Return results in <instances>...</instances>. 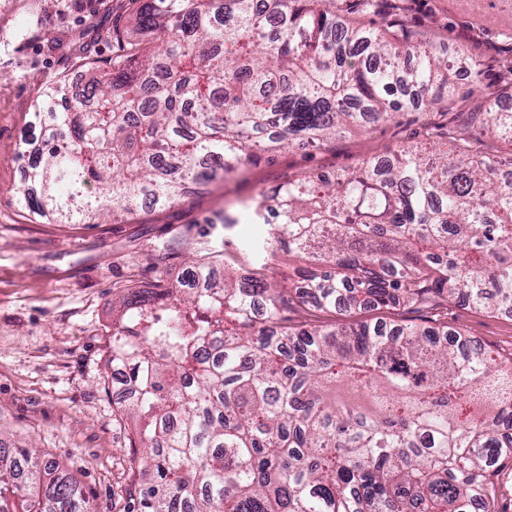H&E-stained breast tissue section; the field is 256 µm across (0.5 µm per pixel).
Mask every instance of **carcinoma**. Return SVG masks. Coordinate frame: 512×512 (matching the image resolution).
Listing matches in <instances>:
<instances>
[{
    "label": "carcinoma",
    "instance_id": "carcinoma-1",
    "mask_svg": "<svg viewBox=\"0 0 512 512\" xmlns=\"http://www.w3.org/2000/svg\"><path fill=\"white\" fill-rule=\"evenodd\" d=\"M144 0L133 28L162 45L117 57L89 81L93 107L59 84L35 113L30 212L57 224L172 207L186 185L237 177L280 148L325 147L350 127L431 109L471 78L478 133L366 156L332 179L289 177L245 205L279 222L266 256L309 263L279 287L256 269L196 293L157 275L112 320L104 383L117 368L134 398L131 512H495L493 477L512 461V367L448 327L450 297L512 313V170L487 141L512 142V55L501 89L480 63L452 59L398 0ZM383 15L371 27L364 18ZM413 52L407 65L401 49ZM260 299L264 316L248 312ZM421 323L295 322L296 306L391 310ZM0 512H91L76 482L0 438Z\"/></svg>",
    "mask_w": 512,
    "mask_h": 512
}]
</instances>
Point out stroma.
Returning <instances> with one entry per match:
<instances>
[{"label":"stroma","instance_id":"stroma-1","mask_svg":"<svg viewBox=\"0 0 512 512\" xmlns=\"http://www.w3.org/2000/svg\"><path fill=\"white\" fill-rule=\"evenodd\" d=\"M139 0H0V438L59 464L95 512H131L128 423L103 384L112 319L129 285L153 283L150 259L164 249L163 276L176 281L190 262L229 254L234 275L266 267L294 274L287 256L264 262L254 244L266 224H228L241 202L305 172L349 170L365 154L387 155L425 143L433 124L457 127L467 113L409 114L355 130L317 151L284 149L246 166L242 177L214 183L176 206L144 209L88 227L33 217L19 203L34 114L49 87L89 63L107 68L137 48L112 37ZM409 16L438 49L469 45L486 89L499 85L498 58L512 34V0H417ZM449 326L477 339L502 366L512 365V316L448 302Z\"/></svg>","mask_w":512,"mask_h":512}]
</instances>
